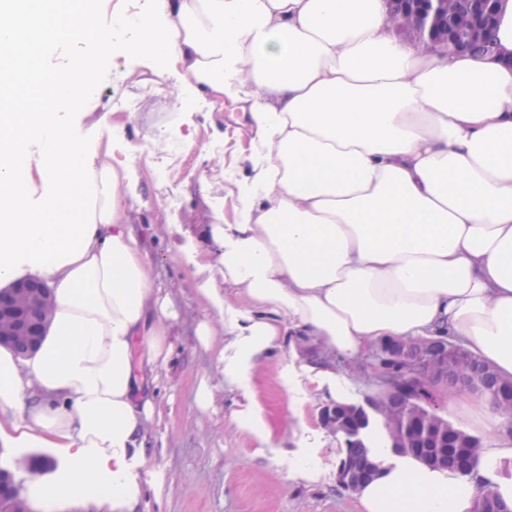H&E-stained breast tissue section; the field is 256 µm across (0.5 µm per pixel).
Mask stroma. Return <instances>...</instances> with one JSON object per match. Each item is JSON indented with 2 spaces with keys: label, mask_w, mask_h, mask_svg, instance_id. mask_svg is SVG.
<instances>
[{
  "label": "stroma",
  "mask_w": 512,
  "mask_h": 512,
  "mask_svg": "<svg viewBox=\"0 0 512 512\" xmlns=\"http://www.w3.org/2000/svg\"><path fill=\"white\" fill-rule=\"evenodd\" d=\"M130 33L115 39L92 76V111L58 103L60 122L73 141L93 147L111 144L117 158H129L121 191L140 232L153 283L168 294L175 315L165 323L170 352L150 375L149 394L156 414L147 426L151 451L131 477L143 487L139 512H358L356 495L339 482L346 438L325 427L323 418L336 402L365 405L377 390L370 371L335 355L325 360L336 376V391L311 385L302 366L311 345L274 350L255 369L251 394L229 390L196 327L207 314L195 289L190 247L206 250V225L233 223L236 188L225 172L241 173L251 131L243 112L232 103L213 107L209 96L176 94L175 75L157 79L146 57L126 54ZM126 62L137 78L119 97L102 99L117 62ZM179 146L164 148L157 133L160 119ZM209 403L200 407L199 390ZM304 400L302 415L289 408L292 396ZM262 410L263 425L238 421L250 401ZM271 441H263L261 429ZM47 460L37 479L19 474L32 512H112L105 492L65 499L42 494L69 470L55 448H1L0 467L17 459ZM304 458L314 459L313 479L293 478Z\"/></svg>",
  "instance_id": "obj_1"
}]
</instances>
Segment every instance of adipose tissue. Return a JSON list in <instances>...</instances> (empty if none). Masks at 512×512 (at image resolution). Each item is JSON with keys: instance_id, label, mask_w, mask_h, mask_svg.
I'll use <instances>...</instances> for the list:
<instances>
[{"instance_id": "ef3b65f1", "label": "adipose tissue", "mask_w": 512, "mask_h": 512, "mask_svg": "<svg viewBox=\"0 0 512 512\" xmlns=\"http://www.w3.org/2000/svg\"><path fill=\"white\" fill-rule=\"evenodd\" d=\"M137 36L125 50L176 73L182 89L240 103L254 133L230 224L204 231L217 277L196 292L224 326L210 347L233 390L288 336L352 360L392 338L445 336L512 380V0L493 57L437 55L390 33L384 0H151L115 16ZM81 43L83 62L49 67L50 40ZM90 0H0V60L11 109L0 114V291L23 279L50 288L54 309L27 356L0 345V447L58 448L62 498L102 489L135 512L131 469L145 460L155 414L138 367L169 349L171 302L118 186L110 145L71 141L56 102L87 107L94 61L111 45ZM41 143L50 184L31 205L24 161ZM146 350L135 357L134 342ZM469 413L487 437L469 473L446 476L415 457L356 492L361 512H473L484 486L512 505L493 463L512 459L508 417Z\"/></svg>"}]
</instances>
